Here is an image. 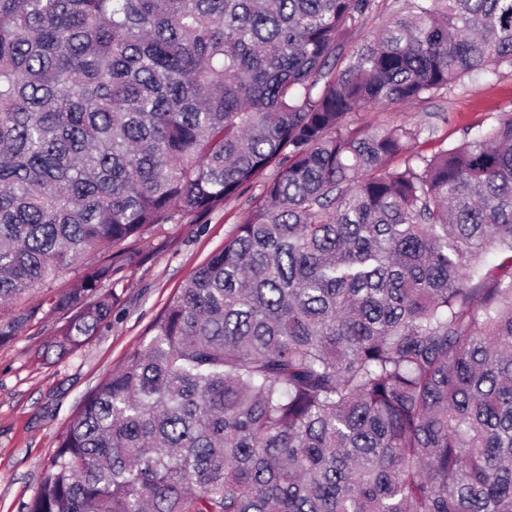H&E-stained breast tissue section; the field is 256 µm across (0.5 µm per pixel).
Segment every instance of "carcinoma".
Returning a JSON list of instances; mask_svg holds the SVG:
<instances>
[{
	"label": "carcinoma",
	"mask_w": 512,
	"mask_h": 512,
	"mask_svg": "<svg viewBox=\"0 0 512 512\" xmlns=\"http://www.w3.org/2000/svg\"><path fill=\"white\" fill-rule=\"evenodd\" d=\"M374 7L0 0V344L99 252L49 300L75 351L126 241L263 186L26 512H512V113L407 158L350 119L512 68V0H403L349 48ZM75 277V274L71 273L70 275L60 277L44 285L35 287L36 290L33 295L29 297L27 296L26 298L16 302L14 304V308L20 310L27 305L35 303L40 298L38 295H41L42 293H61L65 291L67 288H70Z\"/></svg>",
	"instance_id": "cac0c4a2"
}]
</instances>
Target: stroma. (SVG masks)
<instances>
[{
    "label": "stroma",
    "instance_id": "obj_1",
    "mask_svg": "<svg viewBox=\"0 0 512 512\" xmlns=\"http://www.w3.org/2000/svg\"><path fill=\"white\" fill-rule=\"evenodd\" d=\"M502 112L512 113V68L506 66L431 100L378 106L354 119L371 129L415 131L408 143L414 154L477 135ZM260 192L253 186L197 223L161 224L128 240L138 261L112 279V319L74 353L60 359L52 348L62 323L55 314L0 345V512H26L84 395L139 347L174 292L223 247Z\"/></svg>",
    "mask_w": 512,
    "mask_h": 512
}]
</instances>
